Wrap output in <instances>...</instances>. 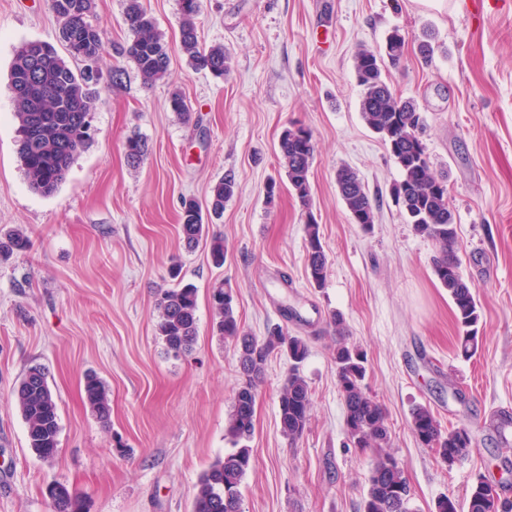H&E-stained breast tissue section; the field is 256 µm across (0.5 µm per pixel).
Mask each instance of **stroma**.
<instances>
[{"label": "stroma", "instance_id": "1", "mask_svg": "<svg viewBox=\"0 0 512 512\" xmlns=\"http://www.w3.org/2000/svg\"><path fill=\"white\" fill-rule=\"evenodd\" d=\"M201 0L202 44L223 46L221 79L194 70L179 41V0H141L170 51L169 75L144 86L111 46L128 31L125 0H96L107 48L96 134L56 193L35 192L17 155L9 71L26 40L57 43L49 0H0V229H21L27 251L0 258V512H51L49 486L64 482L84 512H191L199 477L232 448L225 435L239 382L238 357L213 329V288H232L242 327L264 337L273 325L304 337L302 373L312 397L303 434L288 439L278 417L291 361L270 354L257 385L251 465L241 512H359L371 466L345 430L332 312L367 358L364 385L385 408L391 451L404 465L414 512L448 497L464 502L477 476L494 495L512 490V0L472 13L469 0ZM406 38L387 67L396 95L426 118L423 143L448 179L459 271L476 287L479 348L458 349L448 291L432 265L436 246L408 224L393 188L401 173L364 123L353 65L358 47ZM434 37L423 62L417 45ZM124 71L113 86L114 68ZM180 90L189 117L168 107ZM293 125L310 130L311 208L286 181L278 141ZM151 146L139 167L124 144ZM354 168L377 197L371 231L355 224L336 188ZM238 183L222 223L223 266L204 248L187 251L182 198L207 204L225 174ZM280 185L267 200L269 181ZM315 219L328 261L323 287L310 284L306 224ZM198 290V336L175 358L157 337L162 289ZM42 365L58 398L59 452L49 461L28 446L12 391ZM104 382L110 420L84 400L87 373ZM429 406L442 427L464 426L472 445L455 464L422 447L412 406Z\"/></svg>", "mask_w": 512, "mask_h": 512}]
</instances>
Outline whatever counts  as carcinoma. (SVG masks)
I'll return each mask as SVG.
<instances>
[{
    "label": "carcinoma",
    "instance_id": "1",
    "mask_svg": "<svg viewBox=\"0 0 512 512\" xmlns=\"http://www.w3.org/2000/svg\"><path fill=\"white\" fill-rule=\"evenodd\" d=\"M59 22L60 39L70 57L84 63L75 72L49 43L28 40L18 47L9 73V87L17 110L19 148L22 169L34 191L49 196L65 181L75 157L94 139V125L99 80L95 64L105 49L104 29L94 13V0H50ZM200 0H180V44L193 66L216 78L229 71V58L222 46L203 47L198 41L196 18ZM124 23L130 38L115 47V53L132 62L147 84L164 79L169 70L167 43L155 30L153 19L141 0H126ZM406 40L399 31L391 32L383 49L360 48L354 55V72L362 87L361 116L366 125L389 146L391 156L402 172L395 186L401 204L414 230L438 246L433 270L448 290L454 305L462 355L473 354L479 345L481 320L475 286L459 272L456 254L457 231L448 197L447 179L433 172L425 146L418 139L426 119L413 99H402L388 87L383 72L386 64L396 65L405 53ZM279 152L288 184L303 205H309V171L314 145L304 127L285 129L279 140ZM150 153L148 141L133 136L126 141L125 157L133 167L144 163ZM336 185L344 207L355 223L364 228L375 221L376 196L358 173L349 166L336 171ZM234 175L226 174L210 189L208 218L219 220L225 205L235 196ZM202 210L192 199H183L180 234L186 246L196 248L209 242L212 261L224 265V244L208 236ZM307 268L311 283L320 288L327 276V258L321 243L319 225L314 219L306 224ZM27 237L16 232L0 239V255L23 251ZM232 289L222 286L213 290L211 304L218 321L216 330L231 342L238 353L243 381L235 390L227 434L238 448L215 460L201 474L192 501V512H240V486L250 466V449L239 442L254 432L256 384L264 372L269 355L278 350L288 354L292 367L280 391L278 414L282 433L291 440L300 437L310 418L311 392L300 372L308 356L307 341L292 336L281 326L268 330L259 340L246 332L234 310ZM157 334L166 352L176 358L191 352L198 334L197 288L178 285L162 293L158 302ZM336 325V348L333 359L336 377L345 405L346 433L354 447L371 453L367 491L360 512H413L409 507L410 490L403 465L396 461L389 447V428L383 406L366 390L363 352L347 341L341 313L331 316ZM16 407L27 427L29 448L42 460H51L59 452V415L57 398L52 393L44 369L29 367L14 387ZM84 398L90 411L106 421L110 407L103 383L88 375L84 381ZM410 430L416 441L433 449L450 465L465 456L471 447V432L466 427L442 430L433 411L422 404L410 412ZM490 486L483 477L476 479L465 505L442 497L434 512H489ZM51 512H83L77 494L60 481L49 488Z\"/></svg>",
    "mask_w": 512,
    "mask_h": 512
}]
</instances>
